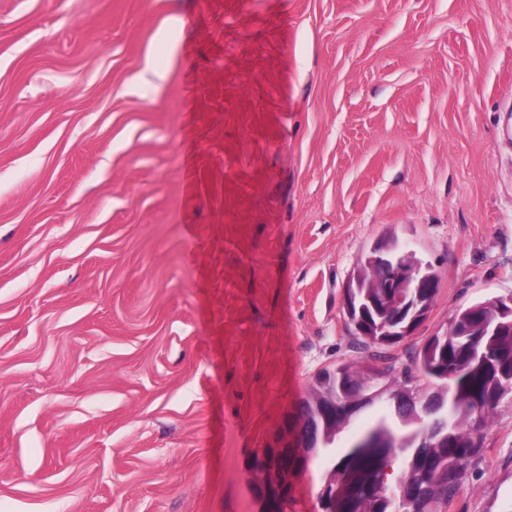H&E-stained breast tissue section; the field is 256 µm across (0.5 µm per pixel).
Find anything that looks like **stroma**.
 Instances as JSON below:
<instances>
[{"instance_id": "obj_1", "label": "stroma", "mask_w": 512, "mask_h": 512, "mask_svg": "<svg viewBox=\"0 0 512 512\" xmlns=\"http://www.w3.org/2000/svg\"><path fill=\"white\" fill-rule=\"evenodd\" d=\"M393 238L440 277L396 367L512 295V0H0V512H259ZM483 434L446 512H512Z\"/></svg>"}]
</instances>
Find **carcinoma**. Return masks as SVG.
<instances>
[{
	"instance_id": "carcinoma-1",
	"label": "carcinoma",
	"mask_w": 512,
	"mask_h": 512,
	"mask_svg": "<svg viewBox=\"0 0 512 512\" xmlns=\"http://www.w3.org/2000/svg\"><path fill=\"white\" fill-rule=\"evenodd\" d=\"M352 294L366 292L375 304L361 309L352 302L345 309L350 324L362 321L366 335L357 336L368 352L360 365L342 363L319 372L312 384V395L301 402L299 416L307 438L305 454L320 447L323 439H335L351 418L325 414L331 398L360 404V410L376 405L384 409L374 423L361 432L346 448L327 479V495H319L322 512H394L393 497L403 489L412 492L403 512H432L448 504L459 476L481 447L482 437L471 429V420L479 417L488 424L502 400L512 396V320H501V308H510L495 298L474 304L493 325L495 334L474 342L460 332L470 324L471 307L458 310L448 332L426 343L402 370V378L375 377L376 362L386 355L381 349L395 345L384 335L386 323L397 315L408 320L415 309L413 288H352ZM421 391L447 401L452 425L448 437L436 448V437L410 403L413 392ZM404 455V470L390 486L375 485L378 472L390 458Z\"/></svg>"
}]
</instances>
